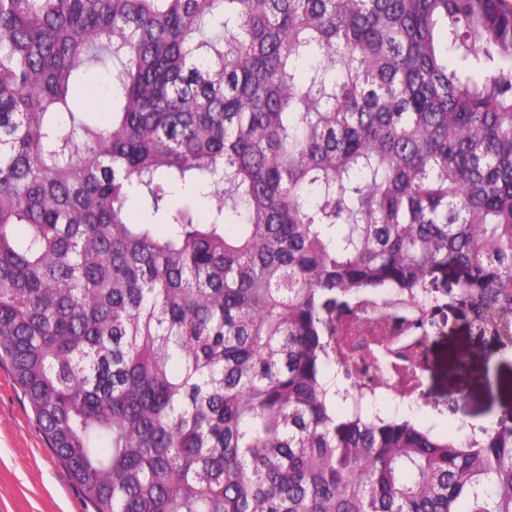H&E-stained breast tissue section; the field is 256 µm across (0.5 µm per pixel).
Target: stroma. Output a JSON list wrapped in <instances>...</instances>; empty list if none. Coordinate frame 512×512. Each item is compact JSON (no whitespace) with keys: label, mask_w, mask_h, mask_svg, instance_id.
<instances>
[{"label":"stroma","mask_w":512,"mask_h":512,"mask_svg":"<svg viewBox=\"0 0 512 512\" xmlns=\"http://www.w3.org/2000/svg\"><path fill=\"white\" fill-rule=\"evenodd\" d=\"M468 314L443 307L423 373V390L435 420L471 425L512 412V355L497 353L490 336L469 327ZM466 358V375L456 373L451 355ZM465 397H458V390ZM0 512H93L79 485L48 448L31 408L0 366Z\"/></svg>","instance_id":"35a3bbf8"}]
</instances>
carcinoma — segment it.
Returning <instances> with one entry per match:
<instances>
[{"instance_id": "1", "label": "carcinoma", "mask_w": 512, "mask_h": 512, "mask_svg": "<svg viewBox=\"0 0 512 512\" xmlns=\"http://www.w3.org/2000/svg\"><path fill=\"white\" fill-rule=\"evenodd\" d=\"M453 276L512 354V0H0V365L94 512H512V417L336 359Z\"/></svg>"}]
</instances>
